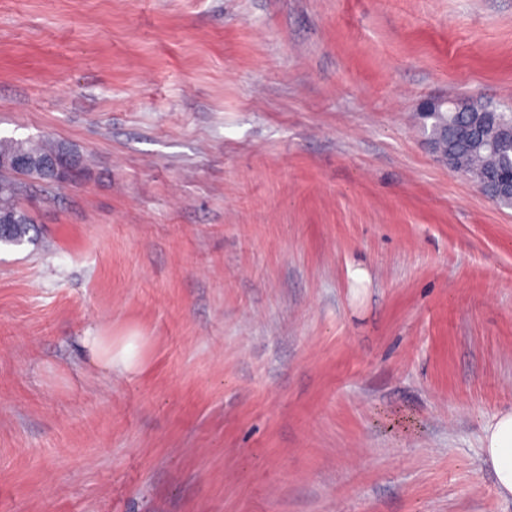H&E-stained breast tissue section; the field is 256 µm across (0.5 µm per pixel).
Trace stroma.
I'll use <instances>...</instances> for the list:
<instances>
[{"label": "stroma", "instance_id": "35a3bbf8", "mask_svg": "<svg viewBox=\"0 0 512 512\" xmlns=\"http://www.w3.org/2000/svg\"><path fill=\"white\" fill-rule=\"evenodd\" d=\"M456 98L512 107V0H0V137L84 167L0 248V512H512V208L415 118ZM83 336L85 345L89 346L103 370L108 373H125L134 371L138 366V340L134 336L127 337L118 345L112 343V337L102 336L101 332L89 329ZM482 448L495 474L497 493L512 498V411L500 412L486 424Z\"/></svg>", "mask_w": 512, "mask_h": 512}]
</instances>
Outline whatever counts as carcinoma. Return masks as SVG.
<instances>
[{
	"label": "carcinoma",
	"instance_id": "cac0c4a2",
	"mask_svg": "<svg viewBox=\"0 0 512 512\" xmlns=\"http://www.w3.org/2000/svg\"><path fill=\"white\" fill-rule=\"evenodd\" d=\"M418 119L433 138L448 140L451 158L481 183L486 197L512 207V198L498 194L495 189L505 159L512 158V140L503 137V128L512 124V112H497L491 122L473 105L467 112H439L431 117L420 114ZM58 150L57 143L46 138H0V158L4 160L17 153L46 157ZM44 183L46 178L37 167L25 171L0 169V224L4 225L0 246L18 247L34 242L30 235L34 220L22 201L32 196L34 187Z\"/></svg>",
	"mask_w": 512,
	"mask_h": 512
}]
</instances>
